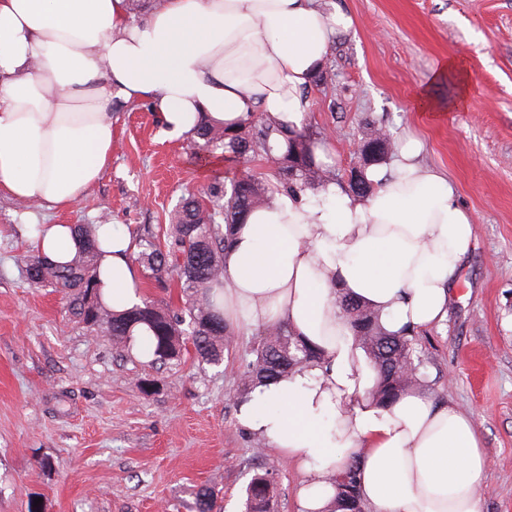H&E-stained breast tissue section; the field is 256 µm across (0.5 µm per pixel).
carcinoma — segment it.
I'll use <instances>...</instances> for the list:
<instances>
[{"label": "carcinoma", "instance_id": "cac0c4a2", "mask_svg": "<svg viewBox=\"0 0 512 512\" xmlns=\"http://www.w3.org/2000/svg\"><path fill=\"white\" fill-rule=\"evenodd\" d=\"M193 141L194 154L224 150L227 157L249 163L259 157L272 162L277 186L285 191L313 189L335 179V171L313 157L312 132H301L268 119L264 114L248 116L230 130L218 124H203ZM393 141L379 130L361 150L357 171L359 185L349 184L358 197H366L372 185L365 179L367 167L387 157ZM271 202L266 179L250 170L243 171L230 188L214 182L207 189V202L195 196L184 199L170 222L147 227L136 262L147 278L160 287L175 281L184 297L178 310L162 308L150 301L129 311L115 313L101 301L95 276L98 252L90 238L88 224H77V234L86 237L83 250L69 263L56 265L38 255L25 257L30 281L62 294L72 315L92 327H101L118 346L127 344L132 329L140 324L151 332L154 362L163 363L192 343L197 358L218 365L224 361L228 343L235 331L226 323L213 299V286L223 270L224 248L233 228L245 223L257 207ZM339 313L352 327L372 359L379 381L372 391L377 403L388 406L413 387L429 386V376L416 347V336L390 334L379 325L378 317L366 305L347 295L336 298ZM251 354L241 379L240 392L285 376L300 365L322 358L320 349L281 325L259 328L253 337ZM359 463L352 461L336 474V504L343 512H365L361 498ZM274 467L254 474L245 488V512H275ZM217 498L208 488L196 493V512H216Z\"/></svg>", "mask_w": 512, "mask_h": 512}]
</instances>
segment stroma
Returning <instances> with one entry per match:
<instances>
[{"mask_svg": "<svg viewBox=\"0 0 512 512\" xmlns=\"http://www.w3.org/2000/svg\"><path fill=\"white\" fill-rule=\"evenodd\" d=\"M322 4L353 19L312 82L310 126L331 143L340 180L381 126L394 143L420 139L423 162L448 176L474 215L448 318L417 344L436 401L472 414L482 436L484 512H512V0ZM451 56L468 76L465 102L420 111L422 89L442 102L451 95L429 82ZM114 138L110 165L74 207L0 196V512H195L202 487L221 512H243L247 483L269 462L276 512H296L301 472L236 417L251 335L237 336L218 367L190 350L140 362L28 279L25 225L161 226L182 196L231 184L240 171L219 149L194 159L190 142L166 136L143 103L119 113ZM147 379L157 384L148 394Z\"/></svg>", "mask_w": 512, "mask_h": 512, "instance_id": "35a3bbf8", "label": "stroma"}]
</instances>
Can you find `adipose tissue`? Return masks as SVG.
<instances>
[{"mask_svg":"<svg viewBox=\"0 0 512 512\" xmlns=\"http://www.w3.org/2000/svg\"><path fill=\"white\" fill-rule=\"evenodd\" d=\"M352 25L319 0H152L140 24L128 0H0V195L75 206L112 160L117 101L150 103L174 139H194L205 117L232 127L256 112L303 130L313 77ZM422 148L406 139L368 167L364 198L333 181L275 190L224 253L226 323H278L324 353L238 404L245 431L301 468L297 512H334V479L355 459L369 512H483L473 418L423 389L376 403L378 372L336 306L356 298L393 334L447 320L474 219ZM26 237L59 265L84 246L70 224ZM94 239L103 302L140 304L135 231L98 224Z\"/></svg>","mask_w":512,"mask_h":512,"instance_id":"obj_1","label":"adipose tissue"}]
</instances>
